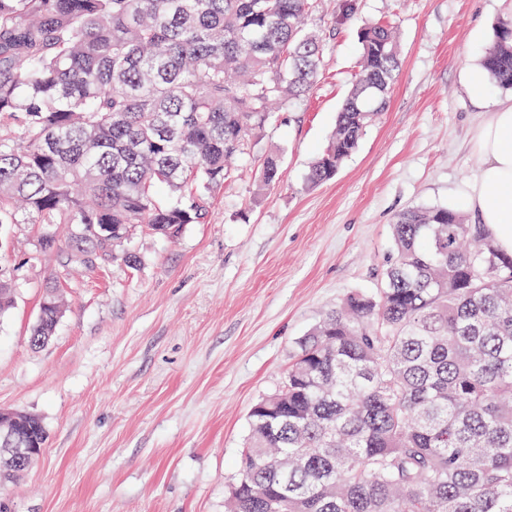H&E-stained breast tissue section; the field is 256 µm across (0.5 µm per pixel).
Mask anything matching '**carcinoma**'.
Segmentation results:
<instances>
[{
    "label": "carcinoma",
    "mask_w": 512,
    "mask_h": 512,
    "mask_svg": "<svg viewBox=\"0 0 512 512\" xmlns=\"http://www.w3.org/2000/svg\"><path fill=\"white\" fill-rule=\"evenodd\" d=\"M316 0H0V227L39 224L56 256L30 342L62 317L72 267L137 257L135 225L168 238L204 222L275 105L323 59ZM482 65L512 88V19ZM399 67L392 27L361 31L353 87L307 180H330L384 111ZM278 154L260 186L281 179ZM164 188L171 201L162 204ZM374 293L311 332L250 410L226 512H512V255L447 206L392 220ZM0 266V316L14 305ZM42 449V421L15 412Z\"/></svg>",
    "instance_id": "obj_1"
}]
</instances>
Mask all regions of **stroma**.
Returning a JSON list of instances; mask_svg holds the SVG:
<instances>
[{"label":"stroma","instance_id":"stroma-1","mask_svg":"<svg viewBox=\"0 0 512 512\" xmlns=\"http://www.w3.org/2000/svg\"><path fill=\"white\" fill-rule=\"evenodd\" d=\"M321 0L324 44L310 92L272 113L217 189L205 223L170 240L137 229L141 257L77 270L53 338L30 343L56 261L32 259L37 227L12 226L0 265L17 267L0 318V408L38 416L45 448L0 489L14 512H224L248 414L272 393L296 343L352 292L374 291L411 206L466 209L485 117L466 90L500 0ZM398 31L388 104L328 182H307L358 66L362 28ZM282 180L260 188L266 154Z\"/></svg>","mask_w":512,"mask_h":512}]
</instances>
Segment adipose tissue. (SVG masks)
Segmentation results:
<instances>
[{"label": "adipose tissue", "mask_w": 512, "mask_h": 512, "mask_svg": "<svg viewBox=\"0 0 512 512\" xmlns=\"http://www.w3.org/2000/svg\"><path fill=\"white\" fill-rule=\"evenodd\" d=\"M477 178L467 203L498 247L512 253V101L492 106L477 129Z\"/></svg>", "instance_id": "1"}]
</instances>
